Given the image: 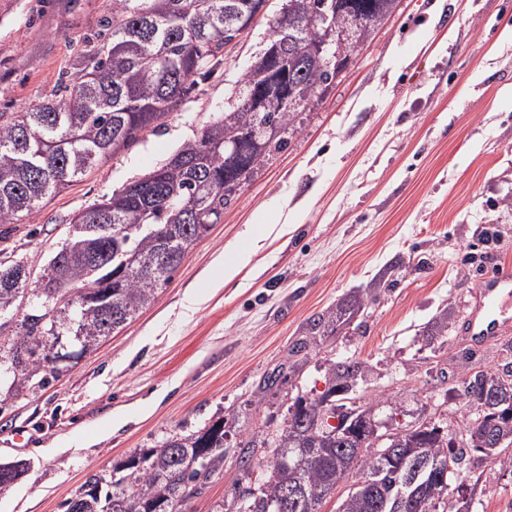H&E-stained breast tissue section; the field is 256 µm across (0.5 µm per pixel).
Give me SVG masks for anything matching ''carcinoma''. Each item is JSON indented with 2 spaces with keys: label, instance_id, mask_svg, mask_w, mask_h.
Returning a JSON list of instances; mask_svg holds the SVG:
<instances>
[{
  "label": "carcinoma",
  "instance_id": "1",
  "mask_svg": "<svg viewBox=\"0 0 512 512\" xmlns=\"http://www.w3.org/2000/svg\"><path fill=\"white\" fill-rule=\"evenodd\" d=\"M293 1L302 10H288L276 25L293 33L288 58L296 63H288L285 73L260 55L242 76L240 91L286 74L304 104L336 77L317 50L319 0ZM259 2L112 0L101 32L62 73L54 98L28 112L0 113V224L39 210L48 197L160 125L193 89L191 78L204 80L223 64L230 31L240 29ZM351 2L366 18L336 14V26L359 31L345 46L349 55L390 15L392 0ZM297 112L279 106L253 112L240 103L225 110L161 166L75 214L72 234L44 269L39 287H28L23 259L0 263V328L25 308L15 334L0 340V414L48 387L156 300L189 250L210 232L197 231L193 212L207 211L209 224L221 223L241 175L286 143ZM160 254L165 263L157 270ZM127 261L141 273L120 275ZM93 290L112 291V307L87 299ZM370 295L368 289L345 295L313 319L309 335H334ZM50 359L55 367L49 371ZM359 374L356 361L331 364L326 391L317 398L297 396L283 426L247 441L233 483L236 512H272L278 504L281 512H305V503L319 505L347 482L337 512H461L429 471L447 459L461 464L467 448L496 461L512 444L509 365L501 375L478 370L461 380L458 397L478 411L461 448L434 424L376 442L367 425L377 419V404L361 401L351 417L344 411V400L356 397ZM326 410L345 420L343 431L324 425ZM395 448L416 449L414 461L426 466L428 474L411 487L406 471L383 466V453ZM197 458L206 468L195 465ZM26 471L21 460L0 463V487ZM112 473L106 480L90 475L66 512H173L224 474V418L136 452Z\"/></svg>",
  "mask_w": 512,
  "mask_h": 512
}]
</instances>
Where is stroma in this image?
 Listing matches in <instances>:
<instances>
[{
  "mask_svg": "<svg viewBox=\"0 0 512 512\" xmlns=\"http://www.w3.org/2000/svg\"><path fill=\"white\" fill-rule=\"evenodd\" d=\"M266 18L226 49L163 124L98 163L18 223L0 226V260L42 272L70 220L196 139L227 110L269 43ZM111 0H0V112L51 98ZM267 207L273 224L251 264L224 282V247ZM512 271V0H399L348 69L301 107L271 152L185 256L156 301L38 396L0 415V460L28 470L0 490V512H64L89 475L224 419V475L177 512H235L241 444L283 424L296 395L327 388L331 363L353 358L358 391L390 427L430 420L454 441L473 413L455 389L469 370L501 371L512 330L476 346L463 321L490 272ZM367 305L275 389L318 313L369 288ZM370 289V288H369ZM203 303L187 310L189 295ZM449 313L448 333L425 331ZM23 442H15L16 432ZM73 438L79 452L65 450ZM478 512H512V466L467 450Z\"/></svg>",
  "mask_w": 512,
  "mask_h": 512,
  "instance_id": "obj_1",
  "label": "stroma"
}]
</instances>
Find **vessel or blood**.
I'll use <instances>...</instances> for the list:
<instances>
[{"label":"vessel or blood","instance_id":"1","mask_svg":"<svg viewBox=\"0 0 512 512\" xmlns=\"http://www.w3.org/2000/svg\"><path fill=\"white\" fill-rule=\"evenodd\" d=\"M512 327V274L503 272L488 278L480 297L465 321L466 335L488 342Z\"/></svg>","mask_w":512,"mask_h":512}]
</instances>
